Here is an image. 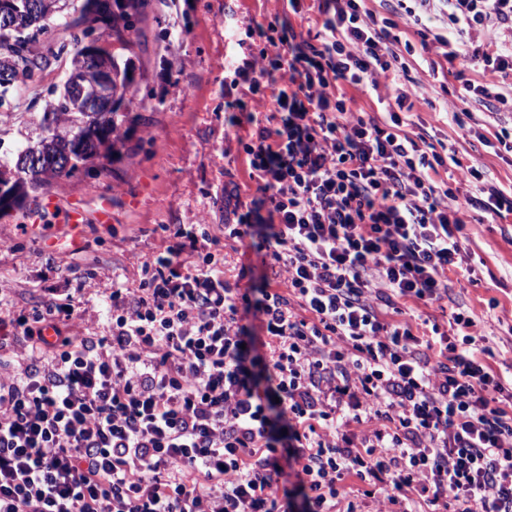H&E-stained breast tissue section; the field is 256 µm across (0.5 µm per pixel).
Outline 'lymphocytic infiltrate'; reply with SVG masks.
I'll return each instance as SVG.
<instances>
[{"instance_id":"lymphocytic-infiltrate-1","label":"lymphocytic infiltrate","mask_w":512,"mask_h":512,"mask_svg":"<svg viewBox=\"0 0 512 512\" xmlns=\"http://www.w3.org/2000/svg\"><path fill=\"white\" fill-rule=\"evenodd\" d=\"M281 0L240 46L224 123L249 181L224 183L220 224H167L113 276L92 333L80 289L18 304L0 289V512H336L348 480L391 512H512V356L476 346L473 312L448 328L404 319L448 298L465 221L496 218L512 193L463 170L466 196L434 180L455 163L403 112L353 111L337 81L378 90L402 54L512 76V0ZM443 11L444 31L427 20ZM417 43L396 51L399 17ZM270 94L265 116L248 98ZM469 104L512 112V90L471 81ZM260 238L258 299L224 275V242ZM261 318L255 360L242 321Z\"/></svg>"}]
</instances>
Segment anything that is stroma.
Returning <instances> with one entry per match:
<instances>
[{"label": "stroma", "instance_id": "35a3bbf8", "mask_svg": "<svg viewBox=\"0 0 512 512\" xmlns=\"http://www.w3.org/2000/svg\"><path fill=\"white\" fill-rule=\"evenodd\" d=\"M228 7L234 12L229 26L224 23ZM278 8L277 0H169L165 5L152 0L136 26L130 52L138 71L137 99L145 105V123L132 138L133 154L115 163L109 174L82 169L53 185L61 205L81 204L89 216L77 243L67 249H51L57 213H44L39 228L29 225L24 211L0 218V286L24 301L43 299L49 285L78 287L83 309L93 316L112 286L113 273L135 279L131 255L155 252L160 243L156 225L220 223L211 202L222 191L225 175L241 183L248 180L244 160L224 155L225 59L233 38H245L249 27ZM87 42L81 31L65 28L58 18L37 36L35 45L50 64L5 104L9 117L0 123V158H11L38 136V118L56 98L77 45ZM434 58V53L420 51L405 59L409 77L422 81L425 96L411 114L415 132L455 149L461 163L482 168L486 180L512 188V152H494L483 141L491 132L488 111L474 110L471 128L464 131L451 116L440 120L431 110V102L444 98L428 74ZM486 79L471 65L450 74L453 93L444 98L450 113L462 106L455 91L463 81ZM104 206L112 211L108 224L95 220ZM466 215L467 267L449 271V293L474 311L478 330L497 349L512 344V213L496 221L473 209ZM225 254L230 280L243 288L261 287L260 256L234 242L227 243ZM52 255L60 272L48 266ZM91 265L98 276L84 280Z\"/></svg>", "mask_w": 512, "mask_h": 512}]
</instances>
